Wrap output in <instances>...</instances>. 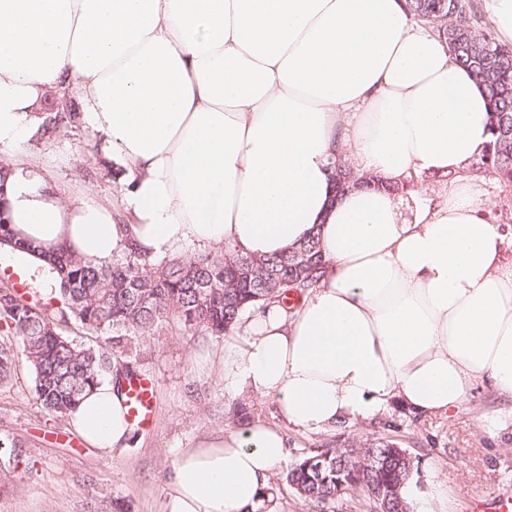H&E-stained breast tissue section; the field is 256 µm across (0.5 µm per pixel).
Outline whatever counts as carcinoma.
I'll return each mask as SVG.
<instances>
[{
    "mask_svg": "<svg viewBox=\"0 0 512 512\" xmlns=\"http://www.w3.org/2000/svg\"><path fill=\"white\" fill-rule=\"evenodd\" d=\"M407 11L448 41L456 62L488 91L492 111L489 150L473 167L512 187V48L500 43L481 25L474 0H406ZM56 101H44L37 139L51 140L77 125L72 106L56 111ZM337 191L368 183L354 167L338 161ZM27 248L57 271L61 307L51 310L25 299L13 287L0 286V323L17 337L34 375V389L42 408L62 417L82 396L112 373V355L133 351L134 340L150 336L169 320L186 331L216 338L242 327V316L256 307L280 303L295 292L315 287L324 266L321 246L312 236L276 258L242 256L232 248L193 258L158 261L137 247L111 263L99 264L57 248L45 250L15 238L10 221L0 215V247ZM73 318L102 337L103 344L87 346L60 332ZM17 352L0 344V382L9 380ZM22 445L0 437V458L19 462ZM418 474L415 458L401 455L387 438L362 439L350 444L317 446L285 473L286 483L317 512H329L336 499L352 491L369 512L376 488L398 489L394 512H412L404 490Z\"/></svg>",
    "mask_w": 512,
    "mask_h": 512,
    "instance_id": "1",
    "label": "carcinoma"
}]
</instances>
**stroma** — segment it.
Masks as SVG:
<instances>
[{"label":"stroma","instance_id":"stroma-1","mask_svg":"<svg viewBox=\"0 0 512 512\" xmlns=\"http://www.w3.org/2000/svg\"><path fill=\"white\" fill-rule=\"evenodd\" d=\"M51 169L62 196L90 192L124 214V187L102 166L98 139L85 126L47 144L29 143L22 156ZM223 339L192 335L163 323L140 343L135 363L156 381V423L136 430L129 447L105 454L86 445L68 418L48 415L35 390L34 375L18 361L0 384V436L23 445L18 467L0 469V512H163L170 467L182 449L220 431H237L238 407L252 422L280 426L273 397L237 393L224 386L216 355ZM287 463L329 441L387 437L409 449L418 462L416 496L431 498L443 488L444 512H466L469 496L491 489L512 491V414L490 388H478L443 417H422L400 404L366 421L342 423L321 433L285 429Z\"/></svg>","mask_w":512,"mask_h":512}]
</instances>
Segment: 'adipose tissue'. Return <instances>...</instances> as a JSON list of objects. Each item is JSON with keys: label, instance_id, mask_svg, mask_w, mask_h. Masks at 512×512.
Wrapping results in <instances>:
<instances>
[{"label": "adipose tissue", "instance_id": "obj_1", "mask_svg": "<svg viewBox=\"0 0 512 512\" xmlns=\"http://www.w3.org/2000/svg\"><path fill=\"white\" fill-rule=\"evenodd\" d=\"M63 88L134 221L14 163L16 237L107 263L133 243L273 258L318 236L319 286L250 311L218 356L225 388L314 433L393 400L445 414L478 384L512 401V226L466 173L492 140L487 92L404 0H0V151H23ZM341 156L373 187L336 192ZM68 418L106 454L132 436L109 378ZM286 455L262 423L184 449L163 512H257Z\"/></svg>", "mask_w": 512, "mask_h": 512}]
</instances>
